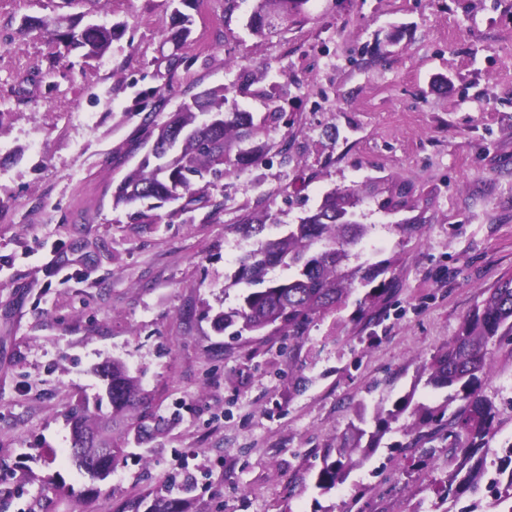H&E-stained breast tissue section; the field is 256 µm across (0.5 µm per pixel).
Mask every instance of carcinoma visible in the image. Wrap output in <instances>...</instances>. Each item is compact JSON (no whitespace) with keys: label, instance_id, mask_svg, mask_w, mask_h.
Segmentation results:
<instances>
[{"label":"carcinoma","instance_id":"carcinoma-1","mask_svg":"<svg viewBox=\"0 0 512 512\" xmlns=\"http://www.w3.org/2000/svg\"><path fill=\"white\" fill-rule=\"evenodd\" d=\"M178 3L171 13L166 39L182 42L190 36L191 16ZM308 0H257L250 17L252 32L263 37L295 20ZM37 29L51 36L65 50L78 52L84 59L105 56L112 42L123 29L116 23L80 26L71 16L54 29L47 27V18L27 17L20 32ZM238 91L236 83L203 90L180 104L162 123L149 112L144 124L152 144L141 161L116 186L112 205H137L133 220L156 224L160 215L155 210L168 203L183 201L181 209L200 200L201 189L196 182L212 185L256 164L266 143H257L258 134L269 123L278 122L283 113L271 94L266 95L267 112L255 122L250 112L224 110L228 95ZM387 184L379 209L386 214L413 211L416 205L412 189L393 179H374L371 186ZM363 191L357 186L334 188L326 192L317 208L299 219L274 239L263 240L267 222L272 220L264 199H259L255 212L237 224L242 236L255 239V248L238 259L234 283L245 285L238 303L213 318L214 329H233L232 336L245 333L274 336H308L315 322L328 316L340 317L355 292L364 291L357 300L352 321L368 326L379 323L381 306L393 289V281L384 278L397 263V258L371 261L364 257L361 244L371 225L357 220V208ZM404 238L416 235L420 217L406 218L393 225ZM278 268L288 275L274 274ZM512 340V273L503 275L497 285L487 290L486 297L464 318L458 333L419 367L416 383L433 389L446 388L444 403L430 406L404 396L392 408L383 405L367 414L361 407L345 435L326 449L316 474L315 487L328 493L344 483L350 473L361 466L379 447L391 424L405 415L411 424L404 428L406 442L396 448H422L439 442L448 449V487L468 489L484 481L485 462L476 457L496 439L500 429L499 411L494 401L483 392L493 371L490 345L503 339ZM106 381V395L112 407L102 412V399L94 407L84 403L70 412L72 423V458L79 469L91 479L103 481L123 460L129 436L142 443L148 434L147 418L138 377L130 374L124 362L114 359L98 368ZM140 410L136 421H129L133 410ZM112 443L115 451L101 456L98 448ZM506 453L509 479L500 484L497 494L512 499V441L502 444ZM190 486L183 485L180 495L154 499L149 512H184Z\"/></svg>","mask_w":512,"mask_h":512}]
</instances>
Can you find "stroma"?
Segmentation results:
<instances>
[{
	"label": "stroma",
	"mask_w": 512,
	"mask_h": 512,
	"mask_svg": "<svg viewBox=\"0 0 512 512\" xmlns=\"http://www.w3.org/2000/svg\"><path fill=\"white\" fill-rule=\"evenodd\" d=\"M255 0H195L191 34L165 36L167 0H0V512H148L188 460V512H450L446 449L409 468L393 443L328 494L325 450L358 404L415 392L416 370L512 272V0H307L288 29L259 37ZM57 12L122 24L100 59L19 35ZM335 69L324 68L326 55ZM182 63L170 68L172 56ZM252 78L230 106L284 116L245 178L208 187L192 211L156 224L113 208L143 157L146 112L165 121L190 95ZM165 92L156 107L153 90ZM290 141L288 158L275 148ZM390 176L410 183L425 222L403 238L376 197L361 207L365 253L398 262L378 324L317 321L309 335L230 339L211 323L235 305L236 223L270 196L277 237L327 190ZM221 212H213V203ZM121 359L157 416L151 460L128 456L91 483L70 457L67 414L104 388L95 367ZM484 389L512 437V343L493 348ZM96 494H87L90 485Z\"/></svg>",
	"instance_id": "1"
}]
</instances>
